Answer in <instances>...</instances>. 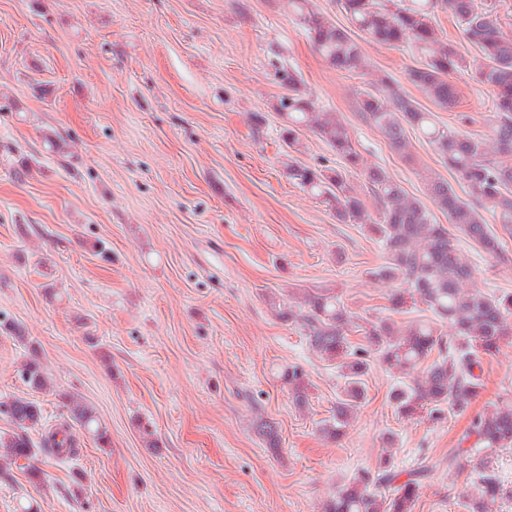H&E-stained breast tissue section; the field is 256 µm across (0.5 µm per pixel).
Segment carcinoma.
<instances>
[{
	"label": "carcinoma",
	"instance_id": "carcinoma-1",
	"mask_svg": "<svg viewBox=\"0 0 512 512\" xmlns=\"http://www.w3.org/2000/svg\"><path fill=\"white\" fill-rule=\"evenodd\" d=\"M350 25L377 44L399 47L409 44L420 57L406 72L416 86L438 108L450 110L458 100L451 76L467 71L471 63L453 45L439 38L432 16L441 10L452 14L463 39L477 50L482 64L478 81L489 87L494 116L485 135L441 126L434 114L422 110L398 80L388 74L378 77L374 90L358 99L362 119L376 126L389 147L403 158L410 157L408 132L416 131L433 147L448 171L465 188L461 197L447 179L422 176L431 205L408 195L403 187L379 167H366L352 141L349 128L337 112L322 110L300 94L299 81L291 70L281 71L288 94L273 104L284 123L287 147L284 163L288 178L310 194L323 199L343 223L365 224L378 236L385 251L384 263L375 276L395 285L394 308L420 302L433 318L418 319L404 326L380 322L363 326L354 320L338 295L327 288L306 292L298 303L280 312L299 325L311 349L323 360L336 362L344 380L336 413L321 428L331 438L343 436L359 400L364 396L370 354L399 373L391 391L396 411L412 417L422 410L440 420L445 411L463 415L480 393L483 383L477 371L483 361L495 356L512 338V293H490L467 288L475 268L454 244L448 228L433 220L430 207L448 216L466 239L485 254L498 256L499 237L485 223L489 212L507 231L512 229V166L499 161L512 156V33L503 29L494 12L475 0H336ZM283 9L306 31L317 52L336 69L366 70L361 48L351 33L316 8L313 0H282ZM309 130L321 137L340 159L336 168L309 167L291 160L300 150L298 133ZM358 174L377 198L381 211L377 224L368 223L364 203L349 183ZM448 322L453 332L444 336L438 322ZM362 332L364 343L352 344L350 334ZM20 378L33 392H45L50 380L37 359L27 362ZM298 401L308 389L303 369L291 366L283 374ZM70 413L82 428L99 439L96 412L82 401L72 402ZM0 414L15 432L0 437L12 462L35 455L28 430L41 421L37 402L17 397L0 403ZM472 447L480 452L512 446V404L485 408L470 416ZM43 447L56 455L74 451L73 437L62 431L48 435ZM396 471L384 458L373 473L361 471L336 490L323 512H414L425 470ZM473 487L465 496L467 512H499L500 480L486 463L473 471Z\"/></svg>",
	"mask_w": 512,
	"mask_h": 512
}]
</instances>
